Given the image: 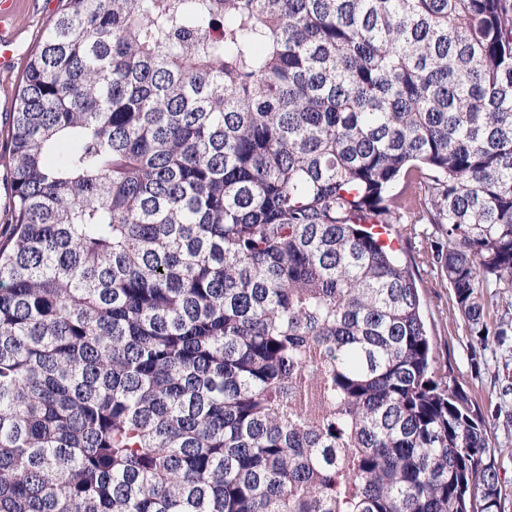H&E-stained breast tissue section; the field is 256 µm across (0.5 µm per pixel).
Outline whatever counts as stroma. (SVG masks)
I'll use <instances>...</instances> for the list:
<instances>
[{
  "label": "stroma",
  "instance_id": "obj_1",
  "mask_svg": "<svg viewBox=\"0 0 512 512\" xmlns=\"http://www.w3.org/2000/svg\"><path fill=\"white\" fill-rule=\"evenodd\" d=\"M58 5L59 0H15L8 31L16 40L17 53L9 67L0 68V128L12 121L21 76ZM424 230V235L412 238L405 225L395 224L391 234L399 238L403 257L412 267L439 364L450 368L457 385L489 415V435L501 477V512H512V336L502 343L489 340L479 366L471 365V338L453 310V292L435 267L418 259L419 251L429 247L434 228L428 224ZM497 405L501 414L490 416V409Z\"/></svg>",
  "mask_w": 512,
  "mask_h": 512
}]
</instances>
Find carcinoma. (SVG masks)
I'll return each mask as SVG.
<instances>
[{
	"label": "carcinoma",
	"instance_id": "cac0c4a2",
	"mask_svg": "<svg viewBox=\"0 0 512 512\" xmlns=\"http://www.w3.org/2000/svg\"><path fill=\"white\" fill-rule=\"evenodd\" d=\"M0 130V512H499L437 366L512 288V0H60Z\"/></svg>",
	"mask_w": 512,
	"mask_h": 512
}]
</instances>
